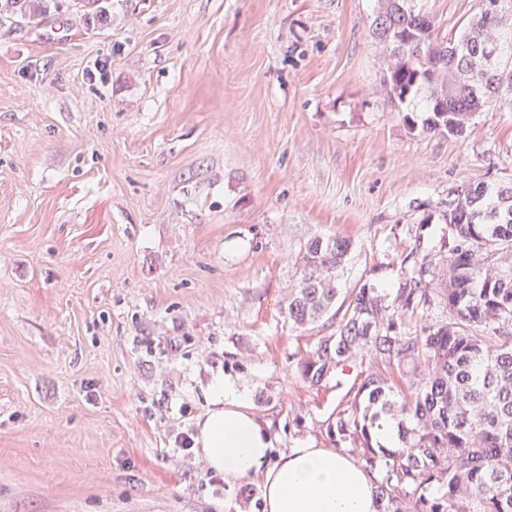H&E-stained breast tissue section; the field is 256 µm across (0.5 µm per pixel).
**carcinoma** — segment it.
<instances>
[{
  "label": "carcinoma",
  "mask_w": 512,
  "mask_h": 512,
  "mask_svg": "<svg viewBox=\"0 0 512 512\" xmlns=\"http://www.w3.org/2000/svg\"><path fill=\"white\" fill-rule=\"evenodd\" d=\"M87 24L105 26L102 0H83ZM47 0H3L0 21L20 24L47 12ZM396 25L416 26L435 41V24L419 11ZM498 26L496 66L479 64L480 31ZM454 45L463 54L435 60L409 48L411 68L387 65L382 89L395 107L421 98L423 112L404 116L411 131L459 135L473 116L495 101L512 110V14L502 25L480 12ZM451 245L445 267L419 255L424 240L402 259L396 301L415 312L440 298L448 322L398 328L372 287L343 300L336 334L322 338L302 362L303 379L318 386L339 366L360 359L367 373L353 400L336 412L327 433L334 448L358 452L377 469L382 512H512V186L478 184L446 213ZM349 241L308 242L301 281L288 302L297 325L319 321L336 302L335 273ZM443 277L446 287L434 291ZM393 430L385 445L378 434Z\"/></svg>",
  "instance_id": "cac0c4a2"
}]
</instances>
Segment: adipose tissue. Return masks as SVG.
Segmentation results:
<instances>
[{"label": "adipose tissue", "instance_id": "adipose-tissue-1", "mask_svg": "<svg viewBox=\"0 0 512 512\" xmlns=\"http://www.w3.org/2000/svg\"><path fill=\"white\" fill-rule=\"evenodd\" d=\"M211 406L197 423V442L210 469L245 480L263 469V512H379L374 484L352 457L307 445L274 454L270 433L229 379L215 380Z\"/></svg>", "mask_w": 512, "mask_h": 512}]
</instances>
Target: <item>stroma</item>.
<instances>
[{"mask_svg":"<svg viewBox=\"0 0 512 512\" xmlns=\"http://www.w3.org/2000/svg\"><path fill=\"white\" fill-rule=\"evenodd\" d=\"M63 0L0 26V512H262L261 473L182 447L214 378L277 452L329 447L366 367L300 363L331 309H286L310 239L350 247L341 295L398 312L416 237L448 254L457 191L512 186V111L410 131L380 91L378 0ZM441 39L482 0H416Z\"/></svg>","mask_w":512,"mask_h":512,"instance_id":"stroma-1","label":"stroma"}]
</instances>
